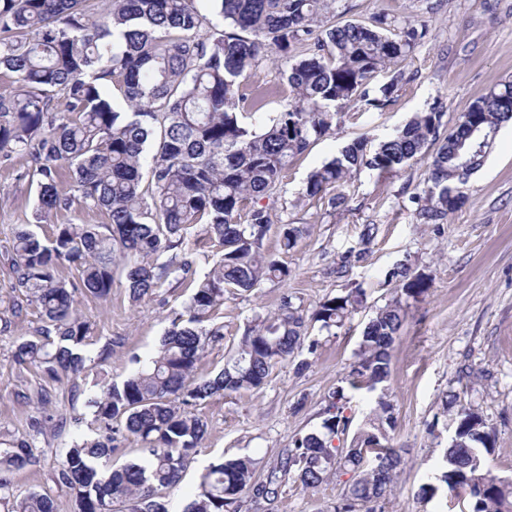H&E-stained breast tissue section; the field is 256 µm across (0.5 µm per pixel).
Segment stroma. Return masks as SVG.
Masks as SVG:
<instances>
[{
    "label": "stroma",
    "mask_w": 512,
    "mask_h": 512,
    "mask_svg": "<svg viewBox=\"0 0 512 512\" xmlns=\"http://www.w3.org/2000/svg\"><path fill=\"white\" fill-rule=\"evenodd\" d=\"M342 2L350 20L365 22L384 12L425 22L428 34L403 63L409 80L399 84L393 102L370 111L360 102L347 103L342 123L296 157L276 194L263 199L272 224L262 250L290 274L284 280L263 281L252 292L225 296L217 315L224 338L209 345L196 373L204 376L222 368L245 328L256 316L277 313L283 296H291L307 317L320 302L350 285H359L364 296L335 332L309 324L317 348L279 361L260 390L217 394L198 406L211 427L179 488L168 493L172 512H180L203 468L218 459L248 455L256 461L257 474H265L296 437L320 429L336 388L345 390L344 413L352 428L372 419L373 402L347 389L345 378L357 359L366 323L399 291L385 276L402 261L428 275L430 287L408 302L407 319L392 350L391 376L383 385L396 418L388 435L402 460L385 512H442L445 490L428 502L417 492L421 485L434 483V465L454 435L455 411L448 406L452 393L460 404L478 412L493 432L488 457L493 473L512 480V121L502 125L484 166L464 187V206L449 214L446 223H417L409 201L427 182V154L393 176L366 168L354 173L342 187L348 198L345 207L335 209L327 200L305 195L311 171L338 156L352 140L364 138L369 147H376L437 100L444 106L442 128L451 130L473 101L512 80V0ZM30 167V160L21 155L0 158V431L17 439L31 436L28 423L38 411L34 404L17 401L15 393L23 387L36 392L42 379L37 371H19L12 352L16 341L31 336L41 320L33 308L24 320L11 319L7 307L12 275L3 248L23 227L48 239L56 225L65 222L106 221L102 212L75 207L36 222L37 186L25 176ZM286 224L304 229L288 252L280 248ZM368 224L376 225L377 232L363 258L347 273H339L342 256L357 247ZM190 294L171 279L134 302L119 275L108 300L75 291L77 313L94 325L90 350L96 359L79 383L81 396H72L70 380L52 385L53 412L71 422L34 438L41 464L12 474L17 494L47 491L56 512H73L70 493L55 487L51 473L63 449L89 434L82 422L89 414L85 391L96 381H122L133 368V357L155 352L173 314L186 306ZM107 345L111 356L99 359ZM301 360L307 366L300 371L296 364ZM353 479V472H343L314 492L288 481L276 512H335Z\"/></svg>",
    "instance_id": "35a3bbf8"
}]
</instances>
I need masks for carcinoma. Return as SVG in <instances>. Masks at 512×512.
Returning <instances> with one entry per match:
<instances>
[{
	"mask_svg": "<svg viewBox=\"0 0 512 512\" xmlns=\"http://www.w3.org/2000/svg\"><path fill=\"white\" fill-rule=\"evenodd\" d=\"M89 2L0 0V84L8 86L0 93V156L21 153L34 162L37 222L76 204L106 216L101 225L58 224L47 241L26 228L16 231L9 250L12 288L39 309L42 325L17 341L13 361L52 382L85 374L92 327L77 315L74 292L107 300L118 258L133 301L171 277L192 289L158 352L135 358L122 383L90 398L96 437L72 442L52 472L55 486L71 493L74 512H171L163 490L181 482L209 429L192 408L216 394L260 389L273 366L301 351L306 339L305 318L286 296L279 314L254 319L219 371L195 375L206 348L224 338L215 313L225 293H249L266 279L289 275L261 250L271 226L268 210L250 209L244 224L240 211L273 192L288 163L330 133L343 105L357 100L382 109L393 102L405 73L379 86L374 97L371 80L406 61L427 26L385 13L338 25L336 0H106L95 13ZM271 52L284 62L288 106L250 128L239 103L250 102L258 113L275 89H251L245 74ZM114 89L123 104L114 101ZM443 115L435 101L372 151L362 139L351 142L309 174L305 196L322 198L360 168L396 173L436 143L429 185L410 202L417 223H444L464 205L468 177L485 164L502 123L512 120V81L472 103L442 138ZM62 164L70 172L65 187ZM199 226L221 247L201 278L192 241ZM300 233L282 225L281 248L293 249ZM164 253L169 258L158 262ZM65 263L77 283L57 276ZM387 277L399 283L401 296L366 324L346 377L353 390L372 393L387 381L391 348L406 319L402 298L416 299L429 288L428 275L407 263ZM362 296L356 286L328 297L312 320L339 328ZM342 399L340 388L322 430L283 449L262 478L248 456L209 464L182 512H240L245 494L273 507L288 477L314 490L345 471L356 478L336 512H383L401 462L387 438L393 405L378 396L369 426L354 433L349 447L334 448L331 438L351 424ZM38 401L43 415L32 419L35 436L53 420L50 393L40 390ZM454 423L438 481L450 499L467 496L469 512H512V481L493 475L486 461L494 439L482 417L463 407ZM125 434L141 442L142 456L116 469L100 464ZM0 443V512H55L48 493L20 497L6 477L40 464L33 443Z\"/></svg>",
	"mask_w": 512,
	"mask_h": 512,
	"instance_id": "1",
	"label": "carcinoma"
}]
</instances>
